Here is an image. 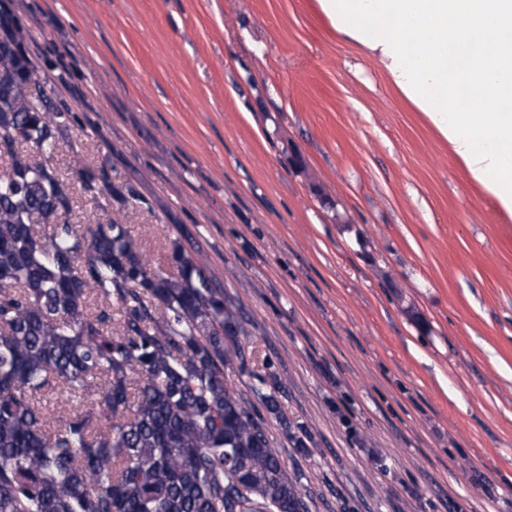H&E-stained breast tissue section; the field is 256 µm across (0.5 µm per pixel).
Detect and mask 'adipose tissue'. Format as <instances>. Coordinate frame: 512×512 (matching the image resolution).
<instances>
[{
  "label": "adipose tissue",
  "mask_w": 512,
  "mask_h": 512,
  "mask_svg": "<svg viewBox=\"0 0 512 512\" xmlns=\"http://www.w3.org/2000/svg\"><path fill=\"white\" fill-rule=\"evenodd\" d=\"M376 55L494 207L512 216V0H318ZM474 111H460L462 88Z\"/></svg>",
  "instance_id": "adipose-tissue-1"
}]
</instances>
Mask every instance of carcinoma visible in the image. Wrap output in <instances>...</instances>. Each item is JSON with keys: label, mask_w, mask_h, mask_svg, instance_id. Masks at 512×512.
Instances as JSON below:
<instances>
[{"label": "carcinoma", "mask_w": 512, "mask_h": 512, "mask_svg": "<svg viewBox=\"0 0 512 512\" xmlns=\"http://www.w3.org/2000/svg\"><path fill=\"white\" fill-rule=\"evenodd\" d=\"M29 37L0 17V512H308L265 415L300 452L307 430L283 415L272 363L262 408L232 386L252 324L189 230L153 261L128 227L149 200L77 152L107 219L71 222L73 182L50 158L79 118L36 79ZM56 387L88 406L51 431Z\"/></svg>", "instance_id": "carcinoma-1"}]
</instances>
